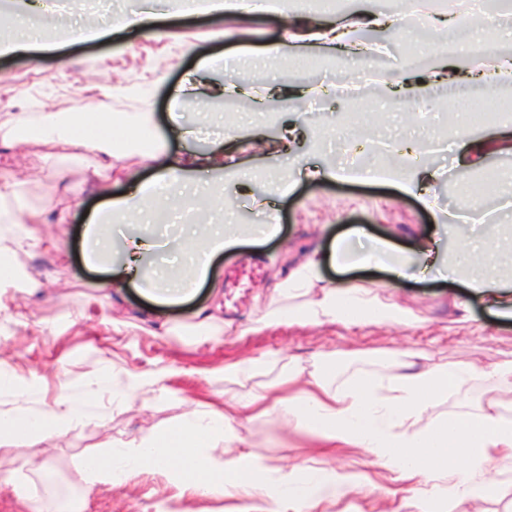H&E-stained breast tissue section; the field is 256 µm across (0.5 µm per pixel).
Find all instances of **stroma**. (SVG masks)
I'll return each mask as SVG.
<instances>
[{
    "label": "stroma",
    "instance_id": "1",
    "mask_svg": "<svg viewBox=\"0 0 512 512\" xmlns=\"http://www.w3.org/2000/svg\"><path fill=\"white\" fill-rule=\"evenodd\" d=\"M159 16L156 25L123 29L122 17L141 10ZM80 23L96 31L88 41L69 35L48 37L47 28ZM284 21L266 14L250 17L204 15L189 0H112L111 10L94 11L82 0H46L41 12L17 16L15 25L36 36L39 46L26 53L0 54V125L25 112H74L79 105L98 112L108 100L115 112H148L168 155L181 158L231 156L225 166L194 171L219 195L209 214L213 224L233 223L238 241L213 257L208 277L195 293L177 303L153 300L111 270L84 264V229L104 204L97 194L93 154L34 142L21 147L0 145V177L18 183L27 207L26 224L44 246L22 254V262L45 283L33 296L16 295L10 314L0 313V372L37 376V391L17 397L0 394V412L47 414L61 387L84 403L85 419L63 435L49 434L22 447H0V465L16 467L32 455H44L54 470L62 498L78 496L86 512H243L239 495H196L184 491L174 477L140 470L117 484L87 486L77 469L79 457L109 439L125 440L152 425L179 420L192 410L245 397L254 385H274L288 363L326 369L330 387L344 389L366 379L384 381L399 374L405 362L422 368L435 362L478 371L435 400L424 422L441 424L461 414L478 412L494 388L488 373L512 360V316L490 309L483 294L462 283L422 276L410 265L398 277L382 268H338L330 261L333 243L361 228V242L351 254L374 248L387 239L414 256L431 225L481 222V247L495 256L497 285L512 288V268L503 265L502 243L512 237V153L487 152L480 166H470L469 144L512 123V115L472 125L464 138L448 127L449 105L410 112L392 109L383 94V77L404 64L408 45L418 41L414 28L376 31L367 41L379 45L363 65H355L324 47L307 49L301 58H266L264 51L282 36ZM252 52L254 64L236 67L235 56ZM372 71L376 80H365ZM315 87L331 89V97L296 96L299 75ZM261 90V99L244 106L217 108L225 78ZM199 83L192 94L183 85ZM358 91L362 121L342 126L340 116L351 103L346 89ZM370 129L368 148L385 149L426 140L422 162L407 168L413 179H426L420 195L384 176L344 175L343 148ZM266 142L258 153L254 141ZM281 170L275 195L263 171ZM498 176L496 190L478 197L460 194L461 184H477L486 173ZM165 223H157V212ZM66 223H59V216ZM274 216L278 233L262 238L266 216ZM156 258L174 254L172 237L196 223L195 211L158 198L154 213L143 216ZM321 260L324 285L378 291L413 318L404 324L374 321L315 325L289 321L257 330L263 306L282 302L280 286L311 257ZM222 306L229 329L212 336L196 335L193 315L202 307ZM76 324L53 335L47 326L62 313ZM251 357L264 358L265 374L255 383L225 381L224 365ZM167 371L168 392L154 398L142 391L138 400L115 406L112 391L130 371ZM244 444L256 445L270 468L301 464L314 458L325 467L366 470L368 481L329 488L310 502L280 497L265 501V512H427L432 483L426 476L400 480L364 449L347 446L326 450L310 445L303 430L280 413L238 424ZM497 485L482 502V512H512V457L498 456L482 468Z\"/></svg>",
    "mask_w": 512,
    "mask_h": 512
}]
</instances>
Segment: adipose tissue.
<instances>
[{"instance_id":"obj_1","label":"adipose tissue","mask_w":512,"mask_h":512,"mask_svg":"<svg viewBox=\"0 0 512 512\" xmlns=\"http://www.w3.org/2000/svg\"><path fill=\"white\" fill-rule=\"evenodd\" d=\"M417 19L434 33L467 40L472 37L467 16L461 11L435 12L429 9L427 0H418L415 12L405 15L381 9L376 0H365L364 9L352 17L336 19L323 15L297 20L294 26L285 28L282 40L272 51L279 54L290 51L297 43L317 42L361 64L370 53L357 37L360 28L368 25L391 30ZM389 84L388 97L394 102L443 100L449 90L470 86L491 92L512 85V59L498 58L491 68L475 67L464 75L447 68L423 70L409 63ZM97 118L107 125V132H85L87 115L83 112H36L18 117L10 127L0 129V143L19 146L44 141L67 149H84L102 160V170L107 173L112 169L110 130L118 119L108 112L98 113ZM186 181L183 168H169L158 186H147L139 194L110 200L106 215L112 222L123 223L134 213L148 212L158 187ZM24 207L17 183L0 180V310L6 309L8 294L34 295L44 288L43 281L17 261L19 251L40 243L34 231L19 220ZM235 240L236 234L227 224L188 225L176 244L177 252L187 255V262L180 269L157 270L147 276L142 272V260L154 245L141 238L132 239L126 243L120 274L150 288L187 289L207 275L211 257ZM480 256L471 237L459 238L457 265L470 272L465 279L467 286L485 294L491 306H512V295L493 290L487 278L472 276V269L480 265ZM318 266L316 259H309L288 279L289 295L311 291L317 294L300 313L304 321H403L402 309L385 302L372 290L349 288L340 292L321 286ZM467 374V369L452 371L442 363L425 368L408 363L396 380L360 382L339 393L316 372L308 373L292 364L284 386L264 389L222 409L187 414L174 424L145 428L122 441L120 455L107 450L82 458L79 466L92 484H111L119 473L152 469L173 474L187 490L204 495L237 491L270 498L289 495L307 499L313 497L315 485L333 487L363 479L362 471L346 468H321L309 473L298 466H281L272 471L258 456L240 451V440L231 420L240 416L251 421L281 407L289 421L306 430L318 447L348 444L364 448L402 478L428 475L434 484L447 486L460 498L477 504L493 494L496 485L475 478V471L493 455L512 457V418L503 414L500 400L488 399L482 412L461 415L437 427L418 426L433 402ZM82 418L79 405L64 396L50 414L0 419V444L16 446L47 433L62 435ZM217 446L224 449L219 459L210 454L211 448ZM47 468V459L35 456L21 467L0 469V486L12 488L25 512H56L58 504L52 486H45L39 495L30 486L32 476L45 473Z\"/></svg>"}]
</instances>
